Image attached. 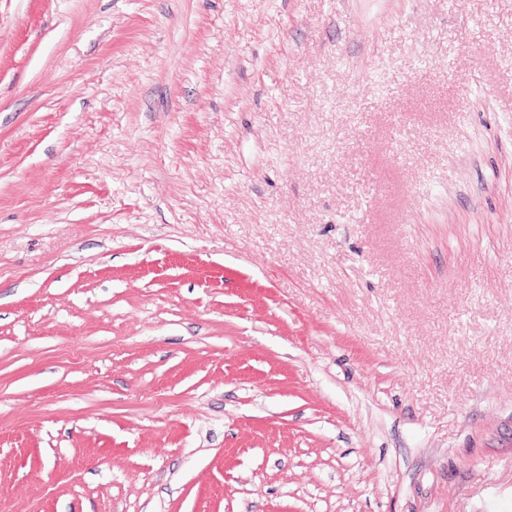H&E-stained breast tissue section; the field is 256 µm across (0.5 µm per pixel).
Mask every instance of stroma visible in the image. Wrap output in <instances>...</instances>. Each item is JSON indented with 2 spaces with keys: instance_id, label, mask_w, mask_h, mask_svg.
Here are the masks:
<instances>
[{
  "instance_id": "obj_1",
  "label": "stroma",
  "mask_w": 512,
  "mask_h": 512,
  "mask_svg": "<svg viewBox=\"0 0 512 512\" xmlns=\"http://www.w3.org/2000/svg\"><path fill=\"white\" fill-rule=\"evenodd\" d=\"M0 512H512V0H0Z\"/></svg>"
}]
</instances>
